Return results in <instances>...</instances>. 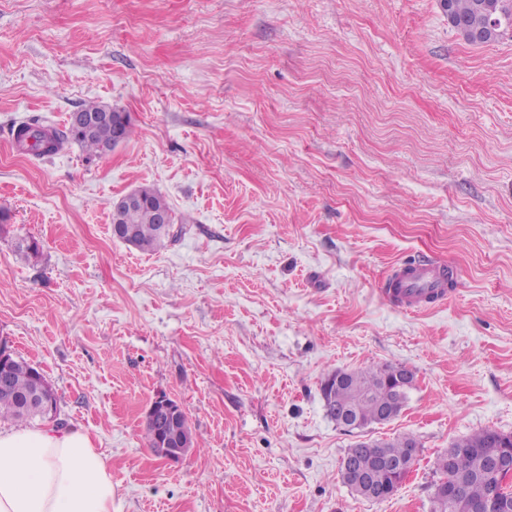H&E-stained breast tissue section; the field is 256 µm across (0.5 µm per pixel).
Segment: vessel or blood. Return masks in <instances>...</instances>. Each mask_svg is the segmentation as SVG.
I'll return each mask as SVG.
<instances>
[{"label": "vessel or blood", "mask_w": 512, "mask_h": 512, "mask_svg": "<svg viewBox=\"0 0 512 512\" xmlns=\"http://www.w3.org/2000/svg\"><path fill=\"white\" fill-rule=\"evenodd\" d=\"M453 270L445 262L422 259L398 266L381 290L384 301L404 312H417L448 298V277Z\"/></svg>", "instance_id": "1"}]
</instances>
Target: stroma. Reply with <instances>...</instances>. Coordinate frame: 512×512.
<instances>
[{"label":"stroma","mask_w":512,"mask_h":512,"mask_svg":"<svg viewBox=\"0 0 512 512\" xmlns=\"http://www.w3.org/2000/svg\"><path fill=\"white\" fill-rule=\"evenodd\" d=\"M91 101L131 117L111 154L18 152ZM140 186L180 219L148 253L110 230ZM0 213V340L108 456L112 512H431L441 453L512 434V29L467 44L441 0H0ZM427 256L447 303L386 304ZM383 363L416 383L367 434L420 451L372 502L321 383ZM160 394L197 441L176 461L144 439Z\"/></svg>","instance_id":"1"}]
</instances>
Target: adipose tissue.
Returning a JSON list of instances; mask_svg holds the SVG:
<instances>
[{"label":"adipose tissue","instance_id":"ef3b65f1","mask_svg":"<svg viewBox=\"0 0 512 512\" xmlns=\"http://www.w3.org/2000/svg\"><path fill=\"white\" fill-rule=\"evenodd\" d=\"M0 512H112V470L82 428L0 432Z\"/></svg>","mask_w":512,"mask_h":512}]
</instances>
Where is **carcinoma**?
Masks as SVG:
<instances>
[{"label": "carcinoma", "instance_id": "1", "mask_svg": "<svg viewBox=\"0 0 512 512\" xmlns=\"http://www.w3.org/2000/svg\"><path fill=\"white\" fill-rule=\"evenodd\" d=\"M451 15L449 26L460 38L472 45H486L497 41L503 30L512 28V0H446ZM114 129L110 124L98 127L90 138L81 137L70 129L59 130L33 126L22 122L15 133L16 146L26 154L49 156L68 141L84 148L89 155L101 156L102 147L111 142ZM166 202L161 193H156L150 205L132 206L121 215V223L134 230L132 246L141 252H154L162 247L172 233L156 224L151 210ZM399 366L391 363L370 365L350 370L351 376L364 390L358 400L359 414L369 426L378 422V415L384 411L398 416L406 402L407 393L397 390L394 374ZM36 378L33 366L25 362H14L11 373V389L0 392V419L24 422L42 417L36 409L27 408L21 398L29 394ZM321 391L326 414L336 417V400L346 398L336 394L334 387L322 383ZM503 434L493 430H481L465 436L454 443L437 458L436 466L441 477L435 483L431 512H455V504L462 503L472 512H500L487 506L489 485L494 481L488 466L490 455L499 450ZM407 435L393 439H377L370 447L350 446L344 454L355 468L372 469L373 459L379 454H387L394 459H402L415 465L407 455Z\"/></svg>", "mask_w": 512, "mask_h": 512}]
</instances>
